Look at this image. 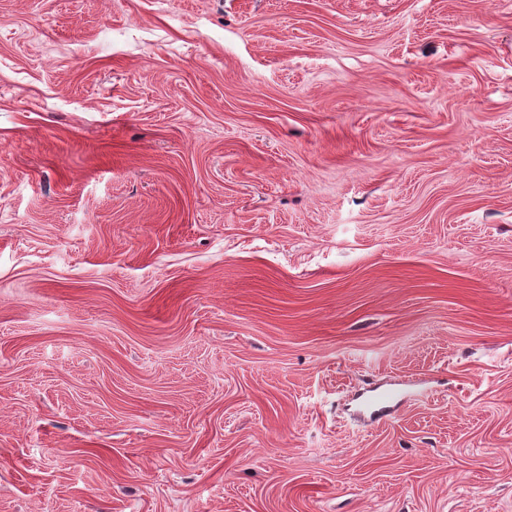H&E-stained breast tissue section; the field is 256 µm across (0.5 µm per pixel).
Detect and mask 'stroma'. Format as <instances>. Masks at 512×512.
Instances as JSON below:
<instances>
[{
	"label": "stroma",
	"instance_id": "obj_1",
	"mask_svg": "<svg viewBox=\"0 0 512 512\" xmlns=\"http://www.w3.org/2000/svg\"><path fill=\"white\" fill-rule=\"evenodd\" d=\"M0 512H512V0H0Z\"/></svg>",
	"mask_w": 512,
	"mask_h": 512
}]
</instances>
